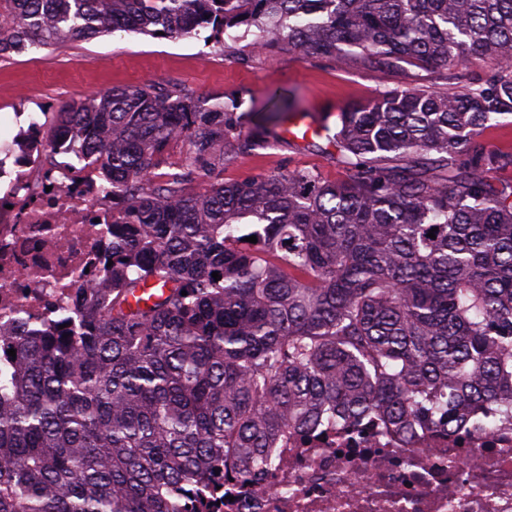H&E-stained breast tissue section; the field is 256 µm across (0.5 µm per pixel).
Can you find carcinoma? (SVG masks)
Segmentation results:
<instances>
[{
    "label": "carcinoma",
    "mask_w": 512,
    "mask_h": 512,
    "mask_svg": "<svg viewBox=\"0 0 512 512\" xmlns=\"http://www.w3.org/2000/svg\"><path fill=\"white\" fill-rule=\"evenodd\" d=\"M241 27L258 52L400 80L336 110L335 180L215 175L279 145L283 93L248 133L239 101L155 82L53 113L112 222L98 276L51 316L0 313V512H180L329 421L512 412V185L489 177L512 152L481 139L512 114V0H0V58ZM486 55L498 68L463 69Z\"/></svg>",
    "instance_id": "cac0c4a2"
}]
</instances>
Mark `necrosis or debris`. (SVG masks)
Here are the masks:
<instances>
[{
  "mask_svg": "<svg viewBox=\"0 0 512 512\" xmlns=\"http://www.w3.org/2000/svg\"><path fill=\"white\" fill-rule=\"evenodd\" d=\"M67 158L0 143V312L41 315L67 297L75 274L95 268L101 222L93 169L72 178ZM269 474L224 484V499L194 512H512V413L465 431L402 434L379 420L339 423L288 437Z\"/></svg>",
  "mask_w": 512,
  "mask_h": 512,
  "instance_id": "obj_1",
  "label": "necrosis or debris"
}]
</instances>
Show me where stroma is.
I'll return each instance as SVG.
<instances>
[{
	"mask_svg": "<svg viewBox=\"0 0 512 512\" xmlns=\"http://www.w3.org/2000/svg\"><path fill=\"white\" fill-rule=\"evenodd\" d=\"M231 48L204 36L158 39L134 32L103 34L51 49H32L0 60V142L20 127L43 120L63 103L82 100L114 87L147 81L175 83L199 93L239 97L244 112L266 108V92L289 91L296 112L320 120L326 111L375 96L393 84L391 76L329 61L302 57L272 47L254 52L253 36L237 30ZM295 168L315 169L329 178L343 176L336 150L327 138L294 142L246 156L226 165L224 180Z\"/></svg>",
	"mask_w": 512,
	"mask_h": 512,
	"instance_id": "1",
	"label": "stroma"
}]
</instances>
